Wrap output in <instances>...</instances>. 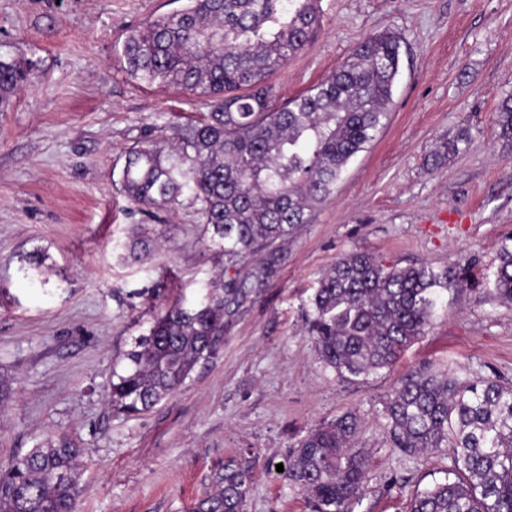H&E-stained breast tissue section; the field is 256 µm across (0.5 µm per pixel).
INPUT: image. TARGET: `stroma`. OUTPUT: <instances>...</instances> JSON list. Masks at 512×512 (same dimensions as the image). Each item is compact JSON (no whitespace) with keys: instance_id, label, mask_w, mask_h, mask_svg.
Instances as JSON below:
<instances>
[{"instance_id":"1","label":"stroma","mask_w":512,"mask_h":512,"mask_svg":"<svg viewBox=\"0 0 512 512\" xmlns=\"http://www.w3.org/2000/svg\"><path fill=\"white\" fill-rule=\"evenodd\" d=\"M183 5L0 0V57L31 78L0 111V373L15 387L0 410V464L65 432L85 450L76 512H193L230 460L253 474L246 512H310L275 466L311 427L354 411L368 456L355 512H407L451 459L393 448L385 395L427 366L512 383V302L494 288L512 240V141L493 120L512 97V0H320L318 35L273 78L277 104L388 28L402 38L390 118L273 254L234 263L207 246L191 193L151 216L122 188L127 151L167 145L171 125L209 109L124 68L126 34ZM461 135L460 152L435 162ZM140 228L162 247L134 261L122 245ZM356 250L451 278L393 369L347 381L321 362L307 323L320 274ZM32 254L41 265H27ZM231 279L249 293L225 315L216 355L150 411L112 414V368L154 313L219 295Z\"/></svg>"}]
</instances>
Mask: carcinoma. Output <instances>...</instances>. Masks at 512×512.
I'll list each match as a JSON object with an SVG mask.
<instances>
[{
    "label": "carcinoma",
    "instance_id": "carcinoma-1",
    "mask_svg": "<svg viewBox=\"0 0 512 512\" xmlns=\"http://www.w3.org/2000/svg\"><path fill=\"white\" fill-rule=\"evenodd\" d=\"M320 23L318 0H187L130 30L123 49L130 76L204 97L211 111L172 128L174 150L147 143L130 151L125 196L172 209L189 190L208 246L230 262L272 250L306 223L387 125L401 62L396 33L371 34L330 76L275 106L270 78ZM28 81L24 66L0 59L1 110ZM495 124L511 141V97ZM446 286V270L348 253L318 280L309 336L337 377L377 375L425 334L436 289ZM495 288L512 301V248L500 251ZM247 294L245 282H231L206 303L159 309L125 364L112 369L110 410L131 417L170 398L224 344V314ZM383 413L393 447L407 454L446 448L452 458L447 479L416 492L409 512H512L511 384L424 369L386 395ZM358 425L352 411L320 423L291 453L286 476L311 512H354L359 503L366 452L356 445ZM83 457L62 433L0 465V512H75ZM250 483L249 471L225 463L196 512H245Z\"/></svg>",
    "mask_w": 512,
    "mask_h": 512
}]
</instances>
